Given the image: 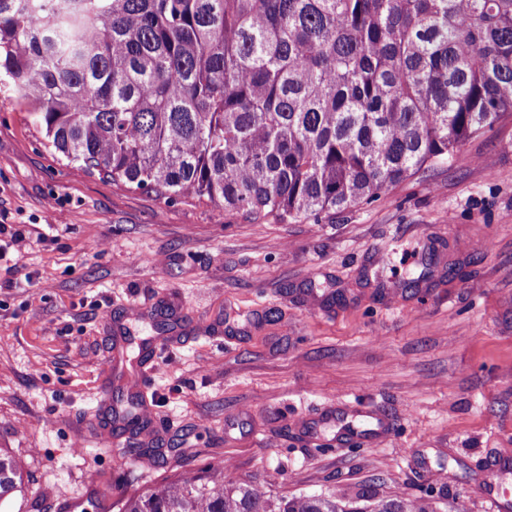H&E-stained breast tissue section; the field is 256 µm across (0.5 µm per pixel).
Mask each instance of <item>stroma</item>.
I'll list each match as a JSON object with an SVG mask.
<instances>
[{"label":"stroma","mask_w":512,"mask_h":512,"mask_svg":"<svg viewBox=\"0 0 512 512\" xmlns=\"http://www.w3.org/2000/svg\"><path fill=\"white\" fill-rule=\"evenodd\" d=\"M0 77V512H117L204 464L281 494L512 496V116L354 209L280 224L50 153ZM420 275L407 289V274ZM147 428H113L116 385ZM24 471L18 461L0 448V500L2 497L23 491Z\"/></svg>","instance_id":"1"}]
</instances>
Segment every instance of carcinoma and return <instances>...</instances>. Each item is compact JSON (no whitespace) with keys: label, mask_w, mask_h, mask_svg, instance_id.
<instances>
[{"label":"carcinoma","mask_w":512,"mask_h":512,"mask_svg":"<svg viewBox=\"0 0 512 512\" xmlns=\"http://www.w3.org/2000/svg\"><path fill=\"white\" fill-rule=\"evenodd\" d=\"M0 75L69 163L171 201L319 219L512 116V0H0ZM24 471L0 448V498ZM119 512H432L204 465Z\"/></svg>","instance_id":"carcinoma-1"}]
</instances>
